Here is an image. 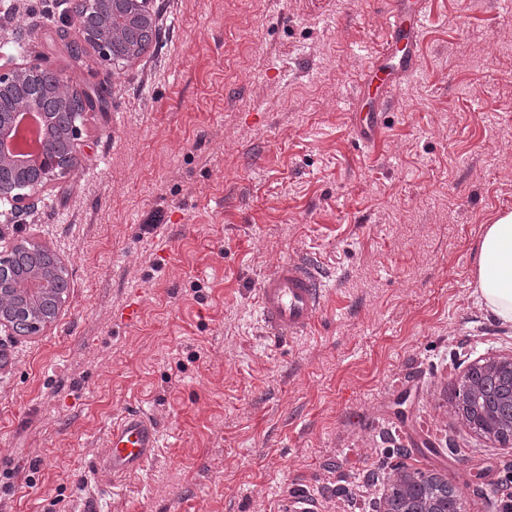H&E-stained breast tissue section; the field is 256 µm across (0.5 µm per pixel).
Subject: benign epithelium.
Instances as JSON below:
<instances>
[{
  "label": "benign epithelium",
  "mask_w": 512,
  "mask_h": 512,
  "mask_svg": "<svg viewBox=\"0 0 512 512\" xmlns=\"http://www.w3.org/2000/svg\"><path fill=\"white\" fill-rule=\"evenodd\" d=\"M84 17L70 15L59 19L61 36L72 28L80 39L95 48L103 57L112 53V42L121 34L112 29L108 17L118 8L154 20L149 0H79ZM41 66L32 62L18 63L0 69V99L17 98L16 110L36 105L42 95L35 77ZM51 95L60 109H65L76 89L66 82H55ZM80 125L73 123L63 157L47 151L43 157L28 163L20 155L0 151V218L10 221L9 214L18 205L32 202L51 182L76 168L83 158ZM15 276L0 263V327L14 328L17 318L11 288ZM457 419L467 430L482 437L512 446V352L483 357L472 362L460 377ZM383 512H465L458 489L448 480L410 469L404 464L393 466L386 476Z\"/></svg>",
  "instance_id": "1"
}]
</instances>
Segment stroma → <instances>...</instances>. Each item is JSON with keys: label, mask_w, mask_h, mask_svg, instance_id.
<instances>
[{"label": "stroma", "mask_w": 512, "mask_h": 512, "mask_svg": "<svg viewBox=\"0 0 512 512\" xmlns=\"http://www.w3.org/2000/svg\"><path fill=\"white\" fill-rule=\"evenodd\" d=\"M416 4L418 70L365 141L386 0H150L160 39L119 67L70 51V0H0V44L101 98L81 164L0 223V253L50 250L70 284L52 325L0 331V512H283L298 486L374 512L400 462L504 512L512 450L454 408L467 364L512 350L474 278L512 208V6ZM298 257L329 297L278 343L255 290ZM128 411L159 446L110 476Z\"/></svg>", "instance_id": "stroma-1"}]
</instances>
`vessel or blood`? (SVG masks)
Wrapping results in <instances>:
<instances>
[{
	"instance_id": "obj_1",
	"label": "vessel or blood",
	"mask_w": 512,
	"mask_h": 512,
	"mask_svg": "<svg viewBox=\"0 0 512 512\" xmlns=\"http://www.w3.org/2000/svg\"><path fill=\"white\" fill-rule=\"evenodd\" d=\"M425 22L411 11L407 0H389V21L383 42L371 62V81L380 91L376 108L360 113L359 130L375 132L382 111L387 110L393 88L416 68L412 56L395 55L394 44L418 37ZM327 285L317 265L304 258L277 263L262 278L256 290V308L263 335L289 340L306 334L324 307ZM104 467L127 473L143 464L158 446L156 426L138 412H128L113 424L104 438Z\"/></svg>"
}]
</instances>
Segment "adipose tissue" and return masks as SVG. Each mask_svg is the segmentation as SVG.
<instances>
[{"label": "adipose tissue", "instance_id": "1", "mask_svg": "<svg viewBox=\"0 0 512 512\" xmlns=\"http://www.w3.org/2000/svg\"><path fill=\"white\" fill-rule=\"evenodd\" d=\"M475 292L494 320L512 325V214L483 225Z\"/></svg>", "mask_w": 512, "mask_h": 512}]
</instances>
